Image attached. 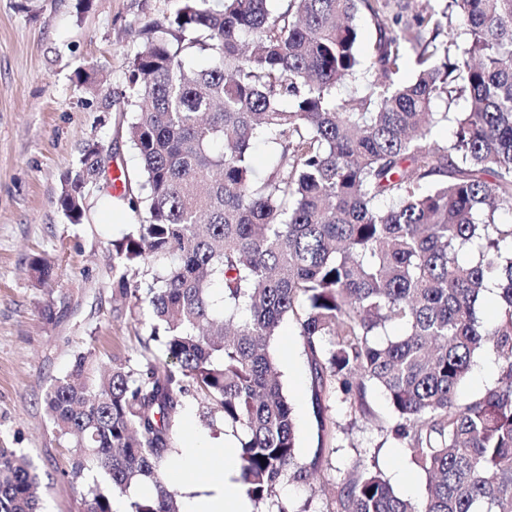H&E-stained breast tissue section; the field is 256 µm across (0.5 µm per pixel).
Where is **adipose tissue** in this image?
I'll list each match as a JSON object with an SVG mask.
<instances>
[{
	"instance_id": "obj_1",
	"label": "adipose tissue",
	"mask_w": 512,
	"mask_h": 512,
	"mask_svg": "<svg viewBox=\"0 0 512 512\" xmlns=\"http://www.w3.org/2000/svg\"><path fill=\"white\" fill-rule=\"evenodd\" d=\"M205 471L206 485L198 487L195 476ZM238 456L234 448H208L190 444L181 448L166 479L184 494L183 512H251L250 501L235 477Z\"/></svg>"
}]
</instances>
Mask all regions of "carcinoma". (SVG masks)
Returning a JSON list of instances; mask_svg holds the SVG:
<instances>
[{
	"label": "carcinoma",
	"mask_w": 512,
	"mask_h": 512,
	"mask_svg": "<svg viewBox=\"0 0 512 512\" xmlns=\"http://www.w3.org/2000/svg\"><path fill=\"white\" fill-rule=\"evenodd\" d=\"M174 2L134 28L127 133L141 169L135 189L119 175L133 223L112 243V295L148 313L158 352L106 374L81 352L50 386L53 430L73 448L62 476L86 512H112L139 485L130 512H181L163 467L191 395L236 438L237 481L261 512L281 484L310 483L330 449L298 462L272 349L290 318L320 436L337 428L333 399L366 419L380 390L388 431L425 476L411 501L360 458L331 488L336 512H512V224L498 218L512 208V0ZM360 14L377 33L367 67ZM409 49L417 74L404 81ZM460 98L469 111L433 108ZM445 123L453 140L432 141ZM258 138L274 150L262 176ZM104 174L91 144L57 199L70 223ZM490 287L501 311L485 324ZM389 325L402 334L385 336ZM483 351L501 376L460 403ZM39 500L31 462L0 448V512H38Z\"/></svg>",
	"instance_id": "cac0c4a2"
}]
</instances>
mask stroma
Masks as SVG:
<instances>
[{
  "mask_svg": "<svg viewBox=\"0 0 512 512\" xmlns=\"http://www.w3.org/2000/svg\"><path fill=\"white\" fill-rule=\"evenodd\" d=\"M170 0H0V447L16 449L35 467L41 512H85L63 477L70 450L56 437L44 397L71 368L75 356L94 349L101 367L138 359L147 331L112 298V241L131 222L120 202L98 190L88 195V221L74 225L57 207L64 175L87 144L100 143L111 167L137 177L139 158L126 132L127 70L141 42L134 23L168 14ZM85 72L94 88L79 85ZM112 107L103 110L104 96ZM41 257L52 276L40 282L32 269ZM273 349L281 383L296 417L299 462L318 446L312 413L311 371L298 328L284 320ZM501 369L491 353L479 355L461 384L466 402L497 382ZM373 420L351 416L337 402L336 453L312 486L286 483L279 502L334 512L329 490L357 458L377 456L395 491L417 499L424 477L408 449L387 433L390 407L377 390L368 395ZM177 447L191 438L209 447L232 445L213 431L193 397L174 425Z\"/></svg>",
  "mask_w": 512,
  "mask_h": 512,
  "instance_id": "stroma-1",
  "label": "stroma"
}]
</instances>
